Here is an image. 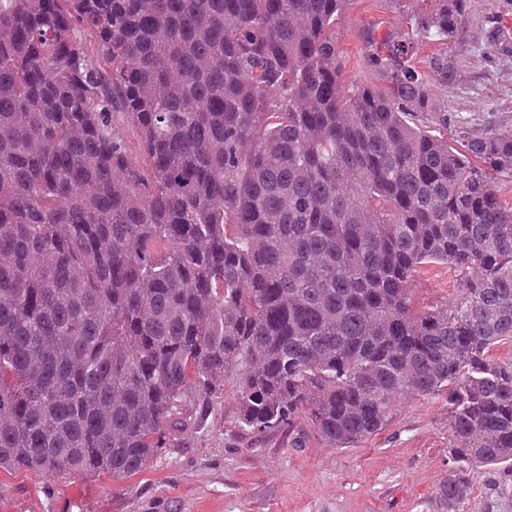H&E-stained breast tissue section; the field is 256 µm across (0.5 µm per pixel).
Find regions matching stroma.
Returning <instances> with one entry per match:
<instances>
[{
  "instance_id": "1",
  "label": "stroma",
  "mask_w": 512,
  "mask_h": 512,
  "mask_svg": "<svg viewBox=\"0 0 512 512\" xmlns=\"http://www.w3.org/2000/svg\"><path fill=\"white\" fill-rule=\"evenodd\" d=\"M418 0H349L336 25V46L349 83L371 77L361 61L371 28L415 39ZM512 0H470L458 42L448 52L455 79L438 97L454 145L512 133ZM420 307L453 303L459 276L426 265L411 282ZM448 405L413 396L389 422L353 448H337L296 420L265 431L238 423L237 392L225 383L205 418L187 422L169 448L123 481L111 476L0 472V512H446L439 488L448 475ZM460 512H512V467L479 469Z\"/></svg>"
}]
</instances>
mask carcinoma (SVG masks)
Returning a JSON list of instances; mask_svg holds the SVG:
<instances>
[{
    "label": "carcinoma",
    "mask_w": 512,
    "mask_h": 512,
    "mask_svg": "<svg viewBox=\"0 0 512 512\" xmlns=\"http://www.w3.org/2000/svg\"><path fill=\"white\" fill-rule=\"evenodd\" d=\"M348 2L0 0V470L127 478L232 369L241 427L338 448L445 398L448 512L512 462V134L450 144L448 54L375 28L345 88ZM409 288L415 307L449 305L459 296V276L448 264L431 263L421 270Z\"/></svg>",
    "instance_id": "1"
}]
</instances>
